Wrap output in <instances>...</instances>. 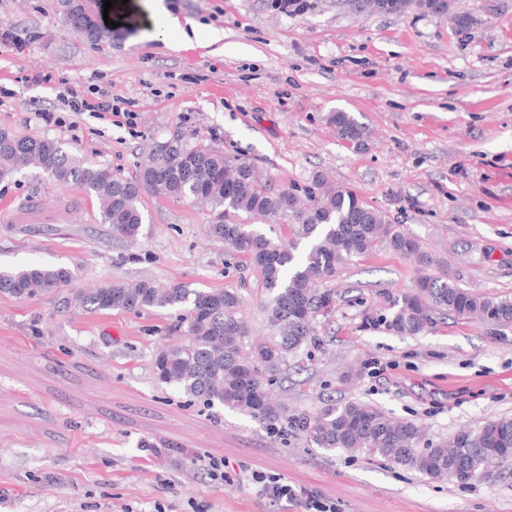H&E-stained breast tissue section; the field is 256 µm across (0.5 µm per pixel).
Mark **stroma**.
<instances>
[{
	"mask_svg": "<svg viewBox=\"0 0 512 512\" xmlns=\"http://www.w3.org/2000/svg\"><path fill=\"white\" fill-rule=\"evenodd\" d=\"M224 50L146 42L144 12L113 38L89 44L58 0H0V129L61 141L89 162L134 178L156 143L182 139L246 159L278 187L318 174L351 188L461 286L512 298V0H455L476 22L417 9L357 14L349 0H165ZM223 86L215 94L214 86ZM122 98L123 118L84 114L47 126L71 87ZM352 113L365 145L341 139L331 112ZM137 240L99 220L94 198L33 172L0 183V266L74 270L70 287L148 280L237 289L242 316L264 333L257 271L226 265L210 240L209 210L189 198L144 195ZM425 272L387 248L354 258L326 289L336 308L317 323V346L274 393L289 413L361 399L440 441L512 417V327L437 317L418 336L367 327ZM174 318L154 311L78 314L61 296L0 295V512H303L274 504L258 473L332 504L335 512H512V464L458 485L365 456L308 447L292 427L271 433L250 417L205 406L157 382L159 348ZM162 456L142 452V441ZM225 461L229 481L200 459Z\"/></svg>",
	"mask_w": 512,
	"mask_h": 512,
	"instance_id": "35a3bbf8",
	"label": "stroma"
}]
</instances>
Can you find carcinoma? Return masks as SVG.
I'll return each instance as SVG.
<instances>
[{"label":"carcinoma","instance_id":"carcinoma-1","mask_svg":"<svg viewBox=\"0 0 512 512\" xmlns=\"http://www.w3.org/2000/svg\"><path fill=\"white\" fill-rule=\"evenodd\" d=\"M351 6L364 15L402 14L412 7L439 13L437 0H352ZM63 7L67 23L88 42L112 38L102 0H65ZM329 120L344 140L361 144L369 138L368 129L348 112H333ZM26 170L79 186L97 201L101 223L133 240L142 231L140 204L147 193L208 204L215 212L207 229L210 237L224 243L227 256L245 259L259 270L268 294L264 311L269 336L251 344L250 328L240 316L242 297L232 289L206 291L139 281L71 293L67 302L89 312L152 310L176 316L182 336L156 356L160 383L268 426L289 424L312 448L362 453L433 479L452 475L461 485L489 478L512 458V417L462 428L434 443L415 422L391 417L369 402H335L314 415H291L272 397L269 386L288 366V358L317 340V316L335 309L334 293L319 290L318 283L335 278L352 258L380 246L414 256L425 267L433 264L402 225L391 223L355 191L333 188L319 174L304 189L302 200L289 189L261 180L244 159L179 139L157 144L137 176L122 179L105 166L77 158L57 140L0 129V182ZM241 213L292 220L291 241L277 244L256 225L237 222ZM72 278L64 267H0V295H54ZM440 312L511 326L512 298L469 291L446 272L428 274L412 292L393 299L388 314L366 316L364 325L382 323L400 335L417 336Z\"/></svg>","mask_w":512,"mask_h":512}]
</instances>
